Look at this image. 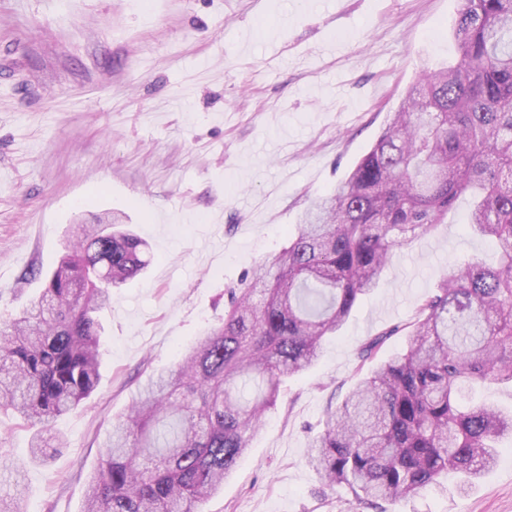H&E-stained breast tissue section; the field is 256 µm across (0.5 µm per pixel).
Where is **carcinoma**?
I'll return each instance as SVG.
<instances>
[{
  "instance_id": "1",
  "label": "carcinoma",
  "mask_w": 512,
  "mask_h": 512,
  "mask_svg": "<svg viewBox=\"0 0 512 512\" xmlns=\"http://www.w3.org/2000/svg\"><path fill=\"white\" fill-rule=\"evenodd\" d=\"M455 63L424 68L388 126L288 245L230 290L224 323L150 379L112 424L84 512H202L224 488L284 380L314 366L325 337L372 292L397 248L426 235L463 194L467 226L494 265H452L423 298L404 348L359 381L310 444L321 482L357 503L396 502L454 473L465 488L499 459L512 409L476 398L512 385V0H460ZM112 223L76 241L22 315L0 321V409L43 433L100 383L96 313L149 265ZM393 328L361 345L376 359Z\"/></svg>"
}]
</instances>
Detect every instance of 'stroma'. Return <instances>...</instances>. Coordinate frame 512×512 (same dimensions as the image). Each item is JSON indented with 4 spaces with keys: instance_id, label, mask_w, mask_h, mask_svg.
Instances as JSON below:
<instances>
[{
    "instance_id": "stroma-1",
    "label": "stroma",
    "mask_w": 512,
    "mask_h": 512,
    "mask_svg": "<svg viewBox=\"0 0 512 512\" xmlns=\"http://www.w3.org/2000/svg\"><path fill=\"white\" fill-rule=\"evenodd\" d=\"M458 0H0V319L44 286L80 224L112 213L145 239L146 272L98 315L102 378L53 423L0 410V495L28 512H83L113 420L149 377L220 325L228 290L288 243L388 125L422 65L458 57ZM460 198L397 250L380 283L287 378L248 453L202 512H376L323 488L308 446L356 379L359 347L417 318L449 266L492 260ZM386 512H512V440L459 493L454 481Z\"/></svg>"
}]
</instances>
